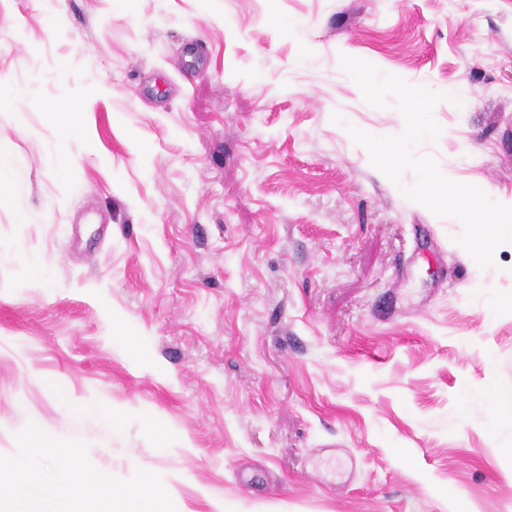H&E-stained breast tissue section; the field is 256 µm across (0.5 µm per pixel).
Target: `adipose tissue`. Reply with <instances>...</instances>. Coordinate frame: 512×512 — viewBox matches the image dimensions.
<instances>
[{
    "instance_id": "1",
    "label": "adipose tissue",
    "mask_w": 512,
    "mask_h": 512,
    "mask_svg": "<svg viewBox=\"0 0 512 512\" xmlns=\"http://www.w3.org/2000/svg\"><path fill=\"white\" fill-rule=\"evenodd\" d=\"M59 456L63 470L71 475L67 500L75 512H142V503L155 489L147 476L131 489L116 490L107 473L83 469L79 449L61 450Z\"/></svg>"
}]
</instances>
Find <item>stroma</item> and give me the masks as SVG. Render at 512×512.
<instances>
[{
	"label": "stroma",
	"mask_w": 512,
	"mask_h": 512,
	"mask_svg": "<svg viewBox=\"0 0 512 512\" xmlns=\"http://www.w3.org/2000/svg\"><path fill=\"white\" fill-rule=\"evenodd\" d=\"M343 54L467 88L418 152L512 206V0H0L29 91L0 102V462L41 432L29 512L65 505L59 448L174 512H512V243L479 268L372 167L332 114L403 118ZM22 160L14 156L9 148L6 139L0 140V194L2 192H11L17 194L21 191V186L14 179V172L17 165Z\"/></svg>",
	"instance_id": "obj_1"
}]
</instances>
